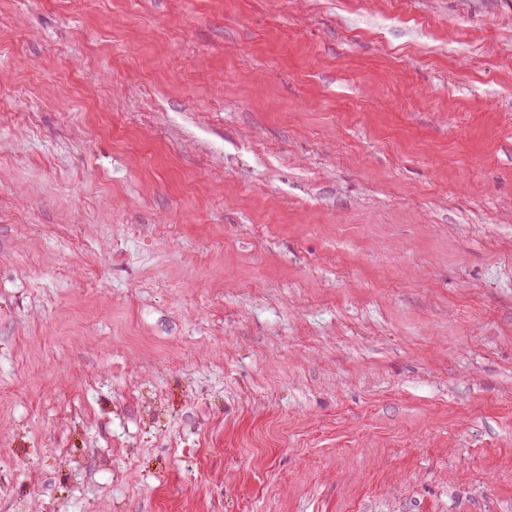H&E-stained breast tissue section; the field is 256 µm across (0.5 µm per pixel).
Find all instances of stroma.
Listing matches in <instances>:
<instances>
[{"label": "stroma", "mask_w": 512, "mask_h": 512, "mask_svg": "<svg viewBox=\"0 0 512 512\" xmlns=\"http://www.w3.org/2000/svg\"><path fill=\"white\" fill-rule=\"evenodd\" d=\"M0 512H512V0H0Z\"/></svg>", "instance_id": "obj_1"}]
</instances>
